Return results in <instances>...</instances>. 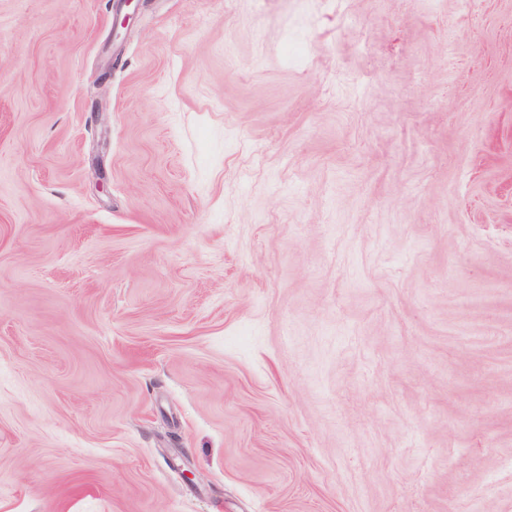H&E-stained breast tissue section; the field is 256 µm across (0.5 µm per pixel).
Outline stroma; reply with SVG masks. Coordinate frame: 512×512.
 Listing matches in <instances>:
<instances>
[{
    "instance_id": "obj_1",
    "label": "stroma",
    "mask_w": 512,
    "mask_h": 512,
    "mask_svg": "<svg viewBox=\"0 0 512 512\" xmlns=\"http://www.w3.org/2000/svg\"><path fill=\"white\" fill-rule=\"evenodd\" d=\"M119 10L0 0V512H512V0Z\"/></svg>"
}]
</instances>
